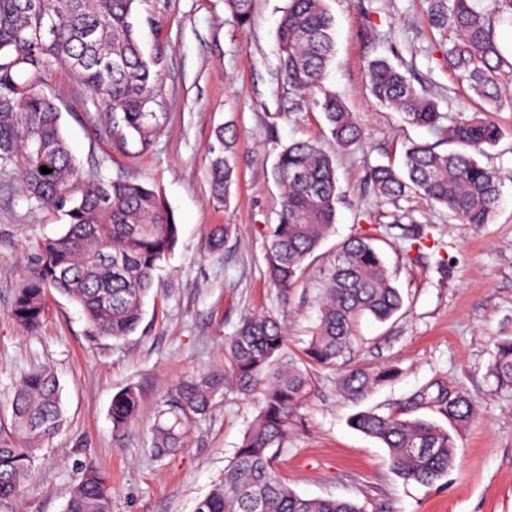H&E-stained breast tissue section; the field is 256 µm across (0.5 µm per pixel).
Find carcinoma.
I'll return each mask as SVG.
<instances>
[{
    "label": "carcinoma",
    "instance_id": "carcinoma-1",
    "mask_svg": "<svg viewBox=\"0 0 512 512\" xmlns=\"http://www.w3.org/2000/svg\"><path fill=\"white\" fill-rule=\"evenodd\" d=\"M146 0H0V170L15 169L30 198L69 206L66 231L38 243V263L15 296L12 315L24 328L40 325L46 292L55 290L81 308L86 334L95 340L122 339L143 320L155 272L175 248L178 227L153 188L121 176L86 179L61 128V112L43 90L57 68L99 102L113 149L143 156L151 152L165 123V54L145 50L141 30L159 27ZM240 26L250 21L251 0H225ZM489 10L475 0H430L429 24L450 30L454 40L444 61L455 79L482 103L497 108L498 72L506 63L496 25L512 27V0H492ZM335 20L325 0H289L277 28V79L296 93L316 91L336 149L359 143L364 129L343 98L324 81L336 54ZM366 89L383 107L409 123L440 130L438 142L411 143L401 165L369 167L377 194L396 204L419 194L447 209L462 224H487L500 201L501 174L477 156L495 146L502 130L473 113L442 124L438 102L416 86L408 70L382 56L366 63ZM236 137L219 129V148H210L213 199H226L234 181L230 152ZM455 149L440 151L442 144ZM51 169L43 174L40 167ZM281 187L277 222L265 225L266 268L272 283L288 289L303 276L336 224L339 192L333 157L312 141L297 140L278 154L273 168ZM80 190V196L74 191ZM402 307L382 251L365 237L346 240L323 269L317 323L304 350L306 363L338 371V388L357 399L371 386L396 378L395 367L365 369L346 363L365 317L390 319ZM286 334L278 320H244L224 342V367L185 376L153 430V449L166 456L183 447L189 424L206 414L226 390L260 395L257 416L247 428L224 478L199 500L194 512H366L351 500L308 498L275 474L273 460L288 436L302 427L300 409L311 396L308 370L285 363ZM492 375L512 386V339L497 343ZM454 430L466 427L473 405L463 393L450 398L425 389ZM12 435L0 441V504L15 497L36 451L64 422L60 384L41 368L23 375L12 400ZM138 394L125 389L112 397L113 430L136 416ZM352 427L387 448L394 473L406 483L432 486L456 467V439L436 421L405 419L393 412L355 414ZM66 512H112L107 476L87 465L70 490Z\"/></svg>",
    "mask_w": 512,
    "mask_h": 512
}]
</instances>
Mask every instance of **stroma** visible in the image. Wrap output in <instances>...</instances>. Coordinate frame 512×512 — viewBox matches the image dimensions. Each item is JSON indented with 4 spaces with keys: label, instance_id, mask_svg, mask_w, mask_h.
<instances>
[{
    "label": "stroma",
    "instance_id": "1",
    "mask_svg": "<svg viewBox=\"0 0 512 512\" xmlns=\"http://www.w3.org/2000/svg\"><path fill=\"white\" fill-rule=\"evenodd\" d=\"M326 5L336 28L326 85L365 130L363 143L345 152L333 144L313 95L293 93L276 79V28L288 0H252L245 27L224 0H150L163 23L143 29L142 38L145 47L166 50L167 121L153 150L139 158L113 150L102 108L68 71L48 75L43 90L60 108L81 171L158 188L179 236L133 334L92 340L79 306L55 292L40 326L24 329L11 313L23 274L37 261L36 243L63 234L68 218L30 199L17 171L0 172V436L11 429L14 388L33 369L58 376L66 417L60 434L38 451L20 495L0 512H65L88 463L112 479V512H193L223 477L257 401L235 393L217 397L207 414L193 419L183 449L160 458L151 429L172 388L188 373L223 366L225 340L250 316L283 323L284 356L300 360L318 316L320 271L354 236L382 248L403 305L386 322L362 323L352 360L368 369L394 366L400 375L350 399L339 391L334 370L313 369L304 428L278 453V478L300 495L348 499L367 512H512V387L499 386L490 373L497 343L512 339V27L497 29L508 61L501 71L505 102L486 114L502 138L479 158L501 172V200L489 223L462 224L420 195L392 205L366 182L369 166L401 162L405 145L439 139L375 102L365 87L367 59L387 54L402 63L447 121L477 109L442 63L448 38L426 24V0ZM227 125L236 135V181L221 206L211 197L208 148L217 128ZM295 140L334 154L339 200L333 233L302 280L284 291L265 274L262 227L274 223L279 208L273 164ZM398 212L439 242V255L409 249L404 225L394 221ZM218 224L234 227L219 249L212 245ZM128 388L137 391L139 407L117 432L112 397ZM426 388L465 393L475 407L456 439V468L430 487L404 482L387 449L349 424L370 408L439 420L436 407L417 398Z\"/></svg>",
    "mask_w": 512,
    "mask_h": 512
}]
</instances>
